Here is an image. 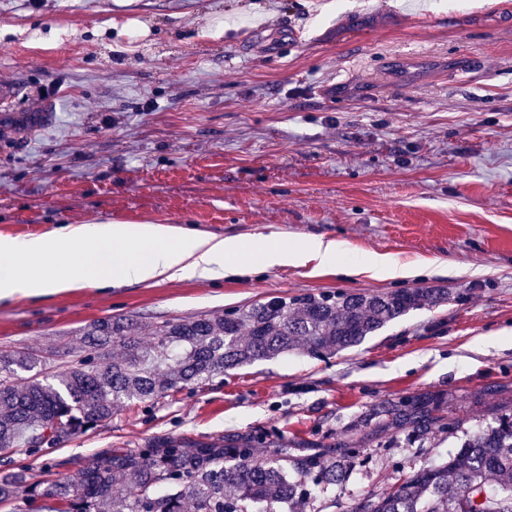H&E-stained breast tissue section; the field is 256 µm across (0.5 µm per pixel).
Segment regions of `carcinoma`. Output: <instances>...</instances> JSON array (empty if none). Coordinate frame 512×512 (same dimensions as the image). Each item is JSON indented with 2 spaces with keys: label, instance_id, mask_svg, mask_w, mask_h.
Returning <instances> with one entry per match:
<instances>
[{
  "label": "carcinoma",
  "instance_id": "obj_1",
  "mask_svg": "<svg viewBox=\"0 0 512 512\" xmlns=\"http://www.w3.org/2000/svg\"><path fill=\"white\" fill-rule=\"evenodd\" d=\"M446 301L448 293L436 288L271 299L221 315L167 321L156 327L148 346L129 320H95L86 332L96 341L94 353L53 379L35 371L40 359L33 352L0 358V455L23 444L44 456L111 418L127 401L229 376L294 350L314 358L332 355L412 309ZM111 341L121 345L123 356H112ZM440 404L428 392L387 403L376 412L378 426L418 438L439 423ZM260 444L270 452L256 460L253 448ZM354 458L344 444H326L297 461L308 476L302 481L288 468V441L271 432L211 442L165 438L144 448L102 449L67 483L25 487L22 475L0 472V503L22 497L26 512H40L42 499L56 501L54 512H295L313 492L340 483ZM118 479L127 487L121 497L112 491ZM345 512H512V416L463 431L454 455L413 470L397 487L370 493Z\"/></svg>",
  "mask_w": 512,
  "mask_h": 512
}]
</instances>
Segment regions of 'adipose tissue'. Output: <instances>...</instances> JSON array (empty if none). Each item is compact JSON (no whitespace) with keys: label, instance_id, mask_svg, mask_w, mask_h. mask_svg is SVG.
Masks as SVG:
<instances>
[{"label":"adipose tissue","instance_id":"adipose-tissue-1","mask_svg":"<svg viewBox=\"0 0 512 512\" xmlns=\"http://www.w3.org/2000/svg\"><path fill=\"white\" fill-rule=\"evenodd\" d=\"M343 251L342 243L320 236L286 245L267 236L246 243L166 224L109 221L62 226L39 235H0V300L44 297L87 286L181 278L218 281L310 260L344 275L359 267L385 278L411 274L397 259L365 254L345 261Z\"/></svg>","mask_w":512,"mask_h":512}]
</instances>
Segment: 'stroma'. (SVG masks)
Segmentation results:
<instances>
[{
    "label": "stroma",
    "mask_w": 512,
    "mask_h": 512,
    "mask_svg": "<svg viewBox=\"0 0 512 512\" xmlns=\"http://www.w3.org/2000/svg\"><path fill=\"white\" fill-rule=\"evenodd\" d=\"M299 33L288 46L290 33ZM0 83L39 127L0 138V235L117 221L218 237L343 243L415 276L308 263L221 281L76 288L0 301V355L62 371L96 319L169 320L272 298L442 288L322 360L303 353L132 401L53 451L16 448L27 484L66 481L104 448L265 430L295 456L346 440L359 457L301 512H344L461 433L512 408V0H0ZM431 392L448 431L367 419Z\"/></svg>",
    "instance_id": "stroma-1"
}]
</instances>
